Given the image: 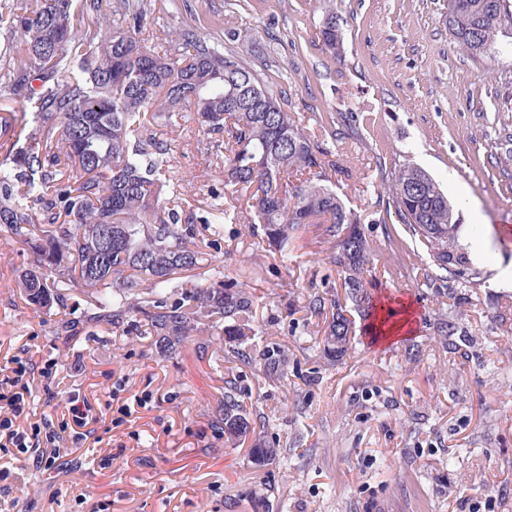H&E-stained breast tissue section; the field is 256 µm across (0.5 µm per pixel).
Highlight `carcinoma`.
Listing matches in <instances>:
<instances>
[{"label": "carcinoma", "mask_w": 512, "mask_h": 512, "mask_svg": "<svg viewBox=\"0 0 512 512\" xmlns=\"http://www.w3.org/2000/svg\"><path fill=\"white\" fill-rule=\"evenodd\" d=\"M458 2L449 28L472 56L512 36V0ZM0 29L9 33L0 47V227L34 256L19 275L30 303L49 308L60 283L76 280L91 299L90 325L138 313L172 350L194 334L203 345L218 336L242 364L287 375L281 347L251 343L255 296L224 282L220 266L187 246L195 226L165 197L169 148L146 121L177 127L176 115L195 121L224 153V185L249 191L256 233L283 263L297 232L316 224L330 244L321 263L337 273L343 295H315L306 310L321 320L324 358L349 355L353 314L377 315L369 242L360 216L332 188L343 172L335 152L310 139L251 68L200 32H172L169 48L157 51L142 11L116 20L104 0H0ZM386 192L439 272L425 282L463 286L479 277L448 197L425 171L399 168ZM202 268L205 282L170 301L175 275ZM459 317L442 301L433 315L435 341L450 353ZM216 423L227 442L251 441L258 465L286 452L266 444V419L242 405L231 380Z\"/></svg>", "instance_id": "obj_1"}]
</instances>
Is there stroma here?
I'll list each match as a JSON object with an SVG mask.
<instances>
[{
    "label": "stroma",
    "mask_w": 512,
    "mask_h": 512,
    "mask_svg": "<svg viewBox=\"0 0 512 512\" xmlns=\"http://www.w3.org/2000/svg\"><path fill=\"white\" fill-rule=\"evenodd\" d=\"M143 3L151 32L194 29L238 55L333 149L346 169L336 193L362 215L373 274L383 292L413 304L416 331L377 346L357 332L351 356L329 363L305 310L308 296L330 290L318 262L327 243L307 227L280 260L194 123L180 133L156 127L171 146L182 215L237 213L218 240L199 222L196 242L226 280L254 294L259 341L286 347L288 378L227 362L218 345L203 350L193 339L164 351L132 314L78 324L88 296L77 282L51 309L30 304L19 274L33 256L0 231V367L34 346L67 377L59 389L29 377L31 409L17 426L60 422L75 394L98 419L97 443L60 441L61 469L18 455L0 482V512H512V327L498 317L512 305V285L498 281L512 273V47L477 58L459 49L446 0ZM332 16L334 52L322 38ZM406 163L440 185L469 255L485 256L477 282L457 293L425 286L427 258L386 212L382 185ZM440 293L461 313L454 354L431 335ZM409 343L419 348L412 363ZM228 378L285 456L258 466L248 446L225 442L215 417ZM145 392L151 409L135 408ZM122 404L134 413L117 426Z\"/></svg>",
    "instance_id": "stroma-1"
}]
</instances>
